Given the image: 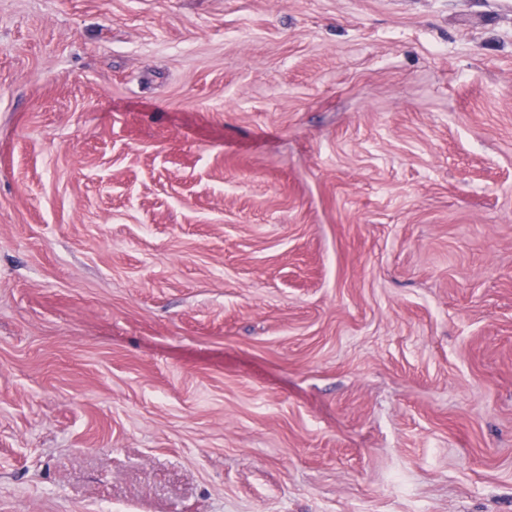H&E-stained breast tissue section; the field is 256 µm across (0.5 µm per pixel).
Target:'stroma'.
Listing matches in <instances>:
<instances>
[{
    "mask_svg": "<svg viewBox=\"0 0 512 512\" xmlns=\"http://www.w3.org/2000/svg\"><path fill=\"white\" fill-rule=\"evenodd\" d=\"M512 512V0H0V512Z\"/></svg>",
    "mask_w": 512,
    "mask_h": 512,
    "instance_id": "35a3bbf8",
    "label": "stroma"
}]
</instances>
